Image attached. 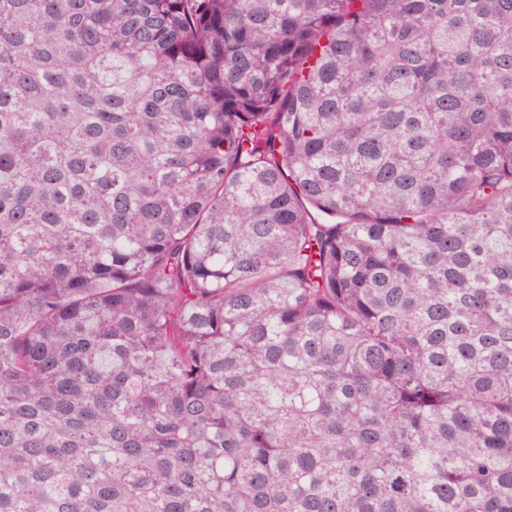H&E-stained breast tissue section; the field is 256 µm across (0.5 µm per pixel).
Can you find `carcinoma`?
I'll return each instance as SVG.
<instances>
[{"label": "carcinoma", "instance_id": "1", "mask_svg": "<svg viewBox=\"0 0 512 512\" xmlns=\"http://www.w3.org/2000/svg\"><path fill=\"white\" fill-rule=\"evenodd\" d=\"M0 512H512V0H0Z\"/></svg>", "mask_w": 512, "mask_h": 512}]
</instances>
